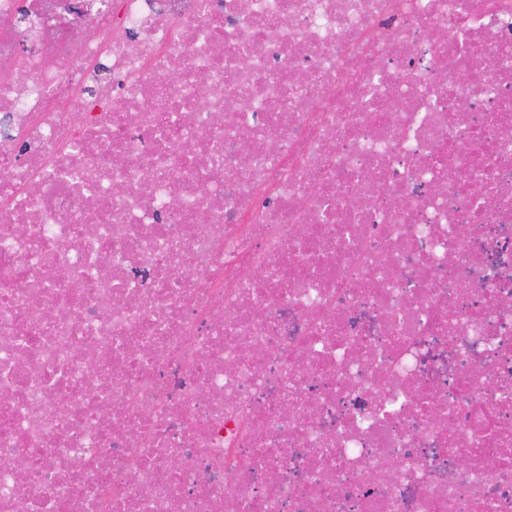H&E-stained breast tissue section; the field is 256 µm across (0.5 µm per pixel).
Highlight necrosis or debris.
Returning <instances> with one entry per match:
<instances>
[{
  "mask_svg": "<svg viewBox=\"0 0 512 512\" xmlns=\"http://www.w3.org/2000/svg\"><path fill=\"white\" fill-rule=\"evenodd\" d=\"M0 512H512V0H0Z\"/></svg>",
  "mask_w": 512,
  "mask_h": 512,
  "instance_id": "4bbe7bcc",
  "label": "necrosis or debris"
}]
</instances>
